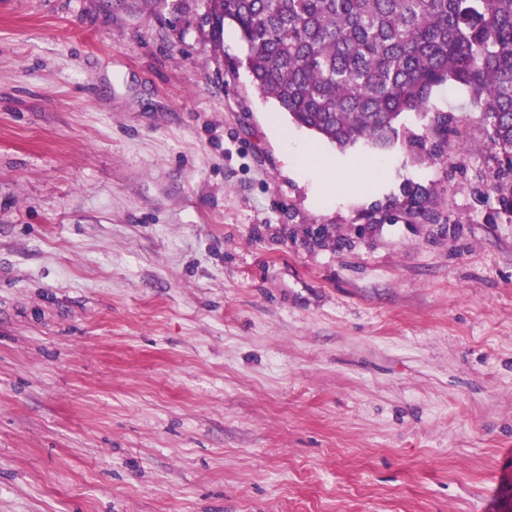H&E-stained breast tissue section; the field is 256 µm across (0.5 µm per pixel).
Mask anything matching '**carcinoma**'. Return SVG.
I'll return each mask as SVG.
<instances>
[{
    "label": "carcinoma",
    "mask_w": 512,
    "mask_h": 512,
    "mask_svg": "<svg viewBox=\"0 0 512 512\" xmlns=\"http://www.w3.org/2000/svg\"><path fill=\"white\" fill-rule=\"evenodd\" d=\"M214 48L224 26L248 48L254 84L291 121L347 149L399 139L405 112L445 83L463 89L502 163L492 189L512 209V0H201ZM461 136L438 119L435 136Z\"/></svg>",
    "instance_id": "obj_1"
}]
</instances>
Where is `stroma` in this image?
I'll return each instance as SVG.
<instances>
[{"label":"stroma","instance_id":"1","mask_svg":"<svg viewBox=\"0 0 512 512\" xmlns=\"http://www.w3.org/2000/svg\"><path fill=\"white\" fill-rule=\"evenodd\" d=\"M201 12L0 0V512H512V210L468 94L341 150Z\"/></svg>","mask_w":512,"mask_h":512}]
</instances>
